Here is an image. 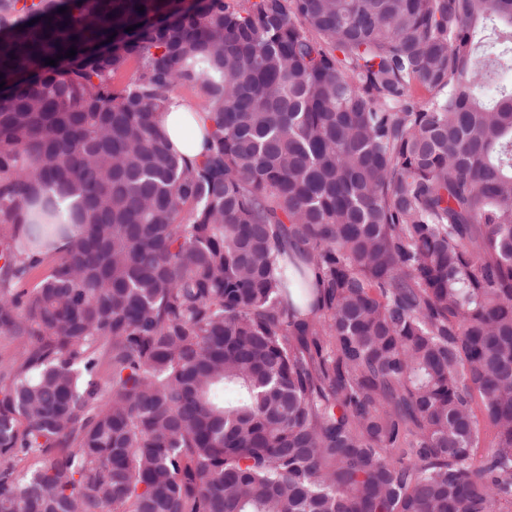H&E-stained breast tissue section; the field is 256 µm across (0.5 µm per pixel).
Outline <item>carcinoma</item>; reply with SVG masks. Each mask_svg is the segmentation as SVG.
<instances>
[{
    "label": "carcinoma",
    "mask_w": 512,
    "mask_h": 512,
    "mask_svg": "<svg viewBox=\"0 0 512 512\" xmlns=\"http://www.w3.org/2000/svg\"><path fill=\"white\" fill-rule=\"evenodd\" d=\"M511 60L512 0H0V512H512ZM190 102L193 101L177 95L172 96L170 112H158L155 123L176 152L188 159H194L205 150L206 115L204 112H188Z\"/></svg>",
    "instance_id": "1"
}]
</instances>
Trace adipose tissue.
<instances>
[{"label": "adipose tissue", "mask_w": 512, "mask_h": 512, "mask_svg": "<svg viewBox=\"0 0 512 512\" xmlns=\"http://www.w3.org/2000/svg\"><path fill=\"white\" fill-rule=\"evenodd\" d=\"M155 123L182 156L194 159L204 152L206 115L190 111L188 99L173 96L168 111L157 113Z\"/></svg>", "instance_id": "1"}]
</instances>
